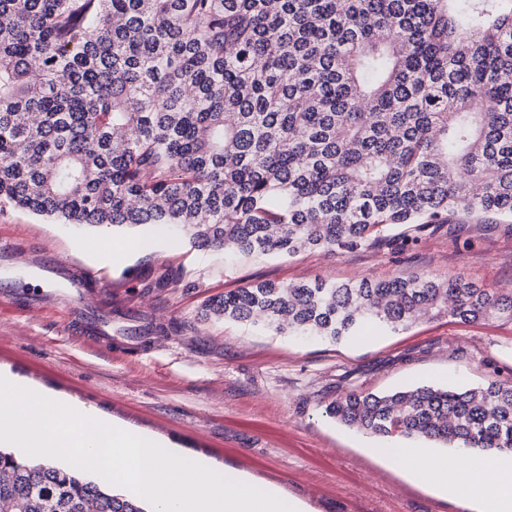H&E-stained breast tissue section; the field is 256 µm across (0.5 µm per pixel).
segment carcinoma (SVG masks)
Instances as JSON below:
<instances>
[{
  "label": "carcinoma",
  "mask_w": 512,
  "mask_h": 512,
  "mask_svg": "<svg viewBox=\"0 0 512 512\" xmlns=\"http://www.w3.org/2000/svg\"><path fill=\"white\" fill-rule=\"evenodd\" d=\"M2 204L289 257L407 245L459 213L512 219V0H0ZM203 311L336 343L512 321V289L426 272L258 282ZM326 413L476 461L512 450L498 381L350 391ZM0 512L145 509L0 450Z\"/></svg>",
  "instance_id": "cac0c4a2"
}]
</instances>
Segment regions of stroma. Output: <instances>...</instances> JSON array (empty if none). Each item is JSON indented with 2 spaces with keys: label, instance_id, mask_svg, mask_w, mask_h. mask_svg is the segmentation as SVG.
<instances>
[{
  "label": "stroma",
  "instance_id": "1",
  "mask_svg": "<svg viewBox=\"0 0 512 512\" xmlns=\"http://www.w3.org/2000/svg\"><path fill=\"white\" fill-rule=\"evenodd\" d=\"M417 243L334 254L227 256L165 226L128 233L68 228L0 207V367L132 430L278 488L306 512H461L426 478L379 454L384 438L343 426L326 406L352 390L512 384V322L451 318L341 343L205 319V301L256 281L384 279L428 272L512 289V221L459 216ZM54 264L52 282L35 279ZM104 290L92 312L70 302L75 271Z\"/></svg>",
  "mask_w": 512,
  "mask_h": 512
}]
</instances>
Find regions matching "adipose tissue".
<instances>
[{
    "label": "adipose tissue",
    "instance_id": "ef3b65f1",
    "mask_svg": "<svg viewBox=\"0 0 512 512\" xmlns=\"http://www.w3.org/2000/svg\"><path fill=\"white\" fill-rule=\"evenodd\" d=\"M385 454L414 475L428 474L431 485L454 496L464 512L476 503L483 512H512V456H489L478 468L461 469L454 460L430 457L417 448L395 445Z\"/></svg>",
    "mask_w": 512,
    "mask_h": 512
}]
</instances>
